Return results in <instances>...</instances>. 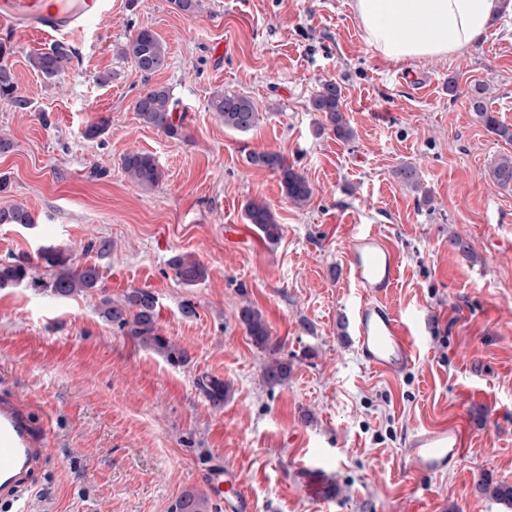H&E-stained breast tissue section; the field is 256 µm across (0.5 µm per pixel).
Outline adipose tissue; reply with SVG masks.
I'll return each mask as SVG.
<instances>
[{"label": "adipose tissue", "instance_id": "ef3b65f1", "mask_svg": "<svg viewBox=\"0 0 512 512\" xmlns=\"http://www.w3.org/2000/svg\"><path fill=\"white\" fill-rule=\"evenodd\" d=\"M364 39L384 59L448 57L486 32L501 0H354Z\"/></svg>", "mask_w": 512, "mask_h": 512}]
</instances>
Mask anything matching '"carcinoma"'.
I'll list each match as a JSON object with an SVG mask.
<instances>
[{
	"label": "carcinoma",
	"mask_w": 512,
	"mask_h": 512,
	"mask_svg": "<svg viewBox=\"0 0 512 512\" xmlns=\"http://www.w3.org/2000/svg\"><path fill=\"white\" fill-rule=\"evenodd\" d=\"M121 54L129 58L134 66L150 77L167 66L168 50L160 37L153 31L142 28L137 30L121 48ZM74 55L63 44L57 43L44 52L29 56V63L46 79L64 76L70 70ZM486 88L481 85L471 87L469 95L470 107L474 116L488 131L499 138L512 142V128L499 122L485 102ZM0 99L10 101L14 107L26 110L30 103L26 97L18 94V88L8 65L0 63ZM177 100L169 88L153 86L140 94L134 103V111L141 122L153 127L170 138H178L182 134L185 115H176ZM209 107L224 120V126L242 133L255 128L259 115L253 102L240 94L217 91L210 100ZM313 111L322 115L323 123L319 129L332 127V131L340 139L347 140L352 130L344 116L342 108V91L334 82L321 84L319 91L311 100ZM248 161L277 174L281 191L288 201L295 205H303L313 194L306 178L296 172L284 157L277 152H251ZM124 175L144 189H152L163 179L162 169L156 159L149 153L130 151L121 159ZM402 185L411 190L420 189V177L412 165H404L396 172ZM494 183L502 188L512 187V155H504L490 169ZM247 223L255 226L263 238L274 244L282 236V226L278 224L270 207L262 202L250 200L244 206ZM33 223L31 214L21 207L0 210V224ZM39 258L45 263L48 278L43 280L41 287L54 296L70 297L86 293L96 288L101 279L100 267L96 264L78 265L72 256L56 247H46ZM169 267L175 277L186 288H194L207 278L206 267L193 255L177 253L168 260ZM32 277V267L27 258L17 257L12 261L0 263V288L19 284ZM103 316L116 324L125 335L139 347L149 349L162 356L172 365L187 362V352L163 336L158 326L157 301L155 295L143 288H132L125 291L118 301L110 297L101 300ZM240 318L245 325L252 344L261 351L271 354L263 366V375L267 384L282 385L288 381L291 366L287 361L274 357L277 351L270 340L267 322L261 311L253 305L242 307ZM197 390L214 407L224 404L226 386L224 381L200 375L196 378ZM483 490L494 500L512 508V485L491 484L482 482ZM207 498L193 492L183 494L175 504V512H208Z\"/></svg>",
	"instance_id": "obj_1"
}]
</instances>
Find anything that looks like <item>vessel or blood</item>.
<instances>
[{
	"instance_id": "1",
	"label": "vessel or blood",
	"mask_w": 512,
	"mask_h": 512,
	"mask_svg": "<svg viewBox=\"0 0 512 512\" xmlns=\"http://www.w3.org/2000/svg\"><path fill=\"white\" fill-rule=\"evenodd\" d=\"M112 13V0H0V24L16 33L77 36ZM349 266L358 288L359 301L349 308L353 342L363 360L373 369L395 373L412 361L415 346L411 330L384 302L393 287L398 264L388 244L371 233L360 234L350 246ZM461 438L451 428L430 429L415 435L405 450L406 466L417 474L436 475L460 456ZM46 453L28 411L11 397L0 398V501L13 503L14 512H27L20 500L28 476ZM209 482L215 494L234 487L237 512H251L250 504L236 485L232 473H212Z\"/></svg>"
}]
</instances>
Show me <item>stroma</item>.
<instances>
[{
  "mask_svg": "<svg viewBox=\"0 0 512 512\" xmlns=\"http://www.w3.org/2000/svg\"><path fill=\"white\" fill-rule=\"evenodd\" d=\"M156 32L168 64L144 77L119 49L137 29ZM10 62L29 111L0 100V209L28 210L33 226L0 224V262L54 245L102 279L83 296L0 289V396L16 395L47 454L28 487V512H172L185 492L226 512L208 477L236 472L252 512H512L481 481L512 484V188L493 183L512 144L469 110L474 84L497 119L512 125V8L462 53L430 60L383 59L363 37L353 0H202L194 15L172 0H112L98 28L71 40L72 68L46 79L29 55L52 39L17 36ZM112 75L97 83L99 73ZM460 93L450 97L449 77ZM343 91L354 135L318 130L310 106L320 85ZM168 87L185 114L180 138L141 123L137 96ZM252 100L257 126L241 133L208 108L214 92ZM106 119L103 135L86 128ZM153 155L164 178L146 190L121 158ZM283 155L310 183L292 205L252 152ZM416 166L429 199L395 177ZM258 199L283 235L262 239L243 207ZM388 241L399 266L389 296L397 315H416L417 354L396 375L370 368L351 340L348 308L358 290L352 241ZM467 241L471 255L449 240ZM108 239L98 258L90 242ZM194 254L207 280L183 287L168 265ZM146 288L161 333L186 349L170 365L106 320L101 300ZM197 315L186 318L183 304ZM258 307L286 385L263 378L266 356L239 319ZM228 388L215 408L196 377ZM450 427L462 436L457 463L415 476L401 464L415 433Z\"/></svg>",
  "mask_w": 512,
  "mask_h": 512,
  "instance_id": "stroma-1",
  "label": "stroma"
}]
</instances>
